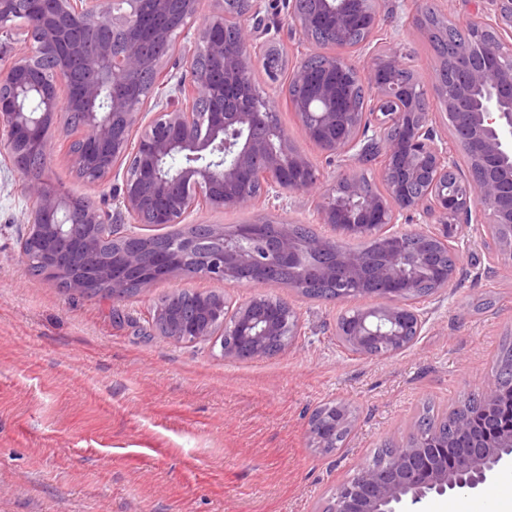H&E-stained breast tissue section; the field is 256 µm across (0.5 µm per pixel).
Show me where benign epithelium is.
<instances>
[{
    "label": "benign epithelium",
    "mask_w": 512,
    "mask_h": 512,
    "mask_svg": "<svg viewBox=\"0 0 512 512\" xmlns=\"http://www.w3.org/2000/svg\"><path fill=\"white\" fill-rule=\"evenodd\" d=\"M219 8L197 28V53L206 57L191 68L190 80L171 83L163 67L168 52L151 43L174 44L177 32L199 14L201 0H0V33L19 30L24 48L0 62V138L14 170L27 179L30 199L26 223L31 246L48 278L75 290L110 288L125 296L134 286L182 274L261 287L235 308L203 303L192 318L162 316L155 322L176 341L224 336V355L253 359L266 355L269 336L298 333L290 304L270 292L289 275L298 288L308 276L335 284L333 300L377 296L379 306L358 307L354 327L343 341L366 356L396 355L415 342L426 318L414 306L419 289L413 271L434 264L444 251L459 252L457 227L478 224L488 236L512 227V65L500 59L512 52V0H488L477 24L488 36L479 56L445 41L457 61L455 94L440 99L456 120L442 136L429 98L417 87L425 80L391 43L375 41L380 0H290L286 25L307 46L289 82L303 89L290 99L305 137L342 161L366 157L382 145L384 189L370 191L351 168H340L324 184V174L288 142L278 113L254 102L229 107L250 79L251 48L263 33L258 0H215ZM348 42L366 49L371 63L360 80L374 91L373 108L359 112L342 78L345 68L334 56L320 55L313 44ZM432 91L448 80V56L436 60ZM148 78L146 87L133 80ZM166 89L165 102L143 121L154 92ZM63 123L78 131L80 146L67 149L74 169L98 183L119 165L125 173L116 216L136 224L174 226L200 210L251 211L286 195H300L313 207L315 223L330 230L299 241L284 222L280 234L265 224L226 229L199 224L220 238L221 248L194 264L199 238L188 232L176 248L128 242L106 255L97 249L104 221L88 200L57 189L45 176L28 178L32 162L47 166L56 149L50 131ZM468 175L459 171L458 156ZM397 224H440L442 231L397 230ZM374 233L383 252L373 260L343 247L353 233ZM497 380L471 397L492 404ZM322 438L311 426L318 448H330L336 431H351L354 419L331 421ZM470 447L453 467L448 449L419 431L413 447L393 449L382 470L361 469L337 491L331 512H404L436 495L477 492L512 466V430L494 422L474 429Z\"/></svg>",
    "instance_id": "obj_1"
}]
</instances>
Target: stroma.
Instances as JSON below:
<instances>
[{
  "label": "stroma",
  "instance_id": "obj_1",
  "mask_svg": "<svg viewBox=\"0 0 512 512\" xmlns=\"http://www.w3.org/2000/svg\"><path fill=\"white\" fill-rule=\"evenodd\" d=\"M286 65L305 49L287 29L288 0H259ZM437 8L458 27L460 0H384L381 35L430 77L436 55L410 14ZM254 79L269 93L290 142L332 176L335 162L305 138L288 83ZM49 179L106 214L119 205L122 171L95 187L78 179L63 128ZM0 145V512H327L338 486L385 446L411 437L426 406L463 403L494 375L512 339V256L471 226L449 288L423 298L428 322L413 347L367 358L342 345L338 317L350 303L310 299L288 287L301 329L288 348L254 360L226 357L219 340L175 342L154 324L158 298L213 292L238 304L253 289L186 276L125 298L90 297L32 275L22 259L29 200ZM270 216L313 220L307 201L288 198L253 211L197 214L232 226ZM352 405L354 433L330 453L315 448L309 416L326 403Z\"/></svg>",
  "mask_w": 512,
  "mask_h": 512
}]
</instances>
